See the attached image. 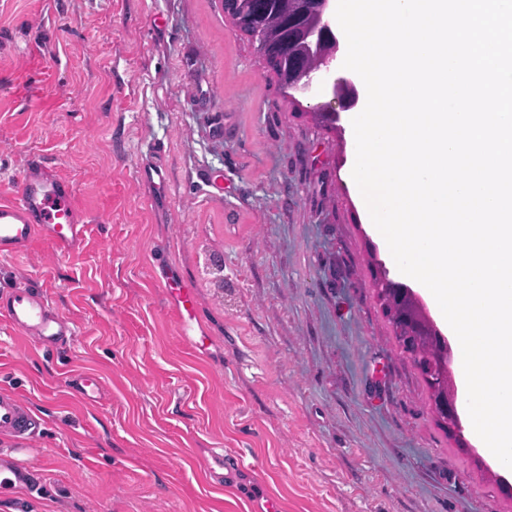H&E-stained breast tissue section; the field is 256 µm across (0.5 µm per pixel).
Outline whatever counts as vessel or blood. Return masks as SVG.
Instances as JSON below:
<instances>
[{"label": "vessel or blood", "mask_w": 512, "mask_h": 512, "mask_svg": "<svg viewBox=\"0 0 512 512\" xmlns=\"http://www.w3.org/2000/svg\"><path fill=\"white\" fill-rule=\"evenodd\" d=\"M137 178L155 189L154 204L164 203L167 176L161 157L142 163ZM86 233L87 224L75 201L73 183L39 159H30L14 189L0 195L1 256L28 250L39 240L49 242L57 254L69 256L81 250ZM155 278L166 291L180 336L195 351L205 352L208 338L202 328L195 288L178 268L169 264H158ZM0 319L41 349L54 348L75 334L72 323L54 309L47 296L27 287L0 295ZM36 426L35 416L16 394L0 392L1 436L23 441ZM209 467L220 473L225 483L238 479V467L230 455L212 454ZM31 482L29 469L10 455H0V495Z\"/></svg>", "instance_id": "1"}]
</instances>
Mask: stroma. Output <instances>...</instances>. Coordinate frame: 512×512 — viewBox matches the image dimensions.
<instances>
[{"label": "stroma", "instance_id": "1", "mask_svg": "<svg viewBox=\"0 0 512 512\" xmlns=\"http://www.w3.org/2000/svg\"><path fill=\"white\" fill-rule=\"evenodd\" d=\"M331 98L284 93L224 0H0V192L41 157L88 223L74 255H0V290L25 281L77 330L42 351L0 321V389L39 423L18 457L28 512H251L252 489L284 512H512V471L449 435L395 339L349 115L314 117ZM155 150L158 207L137 179ZM163 254L197 291L207 354L178 334ZM217 449L237 486L211 480Z\"/></svg>", "mask_w": 512, "mask_h": 512}]
</instances>
